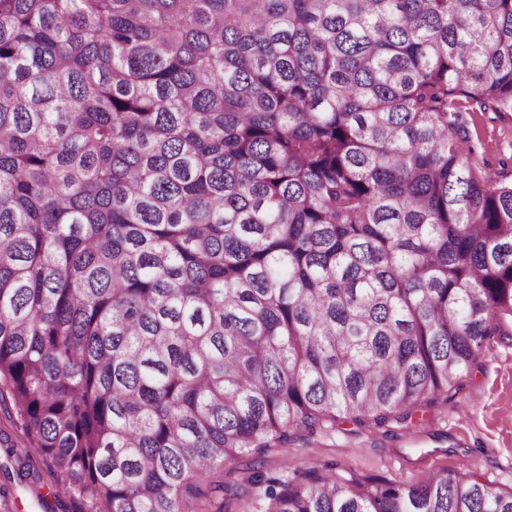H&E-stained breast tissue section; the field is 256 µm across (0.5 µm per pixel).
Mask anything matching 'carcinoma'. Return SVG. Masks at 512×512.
<instances>
[{"label":"carcinoma","instance_id":"obj_1","mask_svg":"<svg viewBox=\"0 0 512 512\" xmlns=\"http://www.w3.org/2000/svg\"><path fill=\"white\" fill-rule=\"evenodd\" d=\"M512 0H0V404L84 512L448 398L512 320ZM267 512H512L260 471ZM452 110L461 112V121L468 133L466 152L475 172L490 173L499 181H512V112L472 109L465 97L449 102Z\"/></svg>","mask_w":512,"mask_h":512}]
</instances>
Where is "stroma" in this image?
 Listing matches in <instances>:
<instances>
[{
  "instance_id": "obj_1",
  "label": "stroma",
  "mask_w": 512,
  "mask_h": 512,
  "mask_svg": "<svg viewBox=\"0 0 512 512\" xmlns=\"http://www.w3.org/2000/svg\"><path fill=\"white\" fill-rule=\"evenodd\" d=\"M449 106L461 113L475 172L511 182L512 112L479 111L463 97ZM252 462L246 455L233 471H217L218 480L236 484L237 496L215 499L206 512H266L267 501L249 482ZM310 469L397 483L458 470L512 491V325L499 327L460 387L421 406L408 422L378 427L340 415L334 426L291 443L287 455L266 457L262 467L283 483ZM0 512H82L78 495L54 483L46 461L1 410Z\"/></svg>"
}]
</instances>
